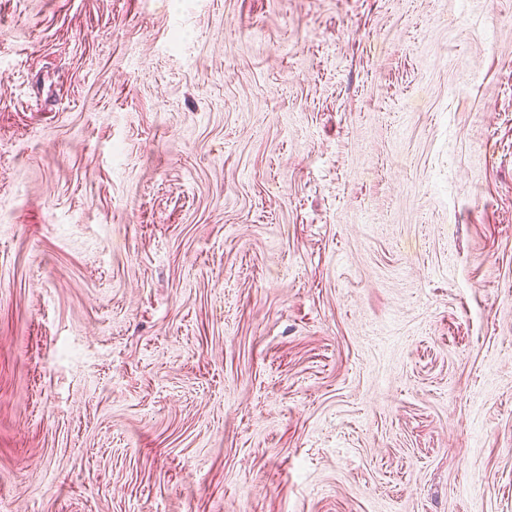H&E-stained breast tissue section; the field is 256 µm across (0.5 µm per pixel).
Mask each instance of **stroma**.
<instances>
[{
	"label": "stroma",
	"mask_w": 512,
	"mask_h": 512,
	"mask_svg": "<svg viewBox=\"0 0 512 512\" xmlns=\"http://www.w3.org/2000/svg\"><path fill=\"white\" fill-rule=\"evenodd\" d=\"M0 512H512V0H0Z\"/></svg>",
	"instance_id": "35a3bbf8"
}]
</instances>
